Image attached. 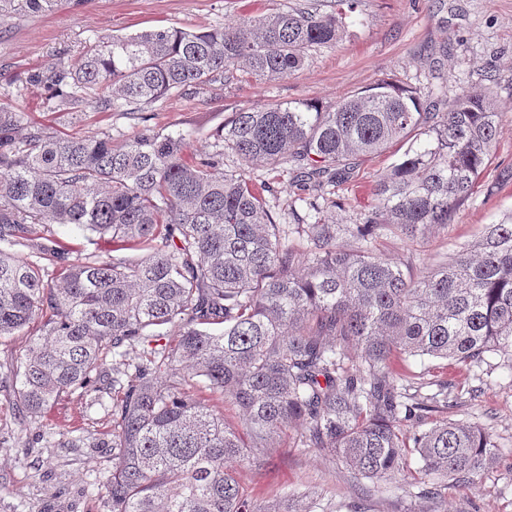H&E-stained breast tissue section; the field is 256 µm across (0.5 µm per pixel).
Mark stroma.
Segmentation results:
<instances>
[{"mask_svg":"<svg viewBox=\"0 0 512 512\" xmlns=\"http://www.w3.org/2000/svg\"><path fill=\"white\" fill-rule=\"evenodd\" d=\"M247 0H60L53 10L0 18V104L19 115L21 128L41 126L62 136L111 131L114 143L133 137L142 125L184 137L188 153L213 152L216 133L233 112L259 103L308 101L320 105L387 80L455 94L492 88L503 109L495 155L478 186L457 210L448 229L411 243L384 237L381 258L412 261L422 273L440 255L467 245L484 225L512 213V182L498 186L512 164V0H355L348 34L310 52L295 75L259 83L235 73L209 86L191 87L145 107L141 115L119 110H86L72 115L38 82L50 66L73 65L85 45L106 35L134 34L157 27L207 31L234 24ZM399 157L398 152L364 157L346 184L325 187L318 209L301 201L286 169L258 164L255 181L274 189L268 206L280 224H313L329 219L362 223L370 190ZM52 234L70 246V259L119 256L109 240L91 232L52 225ZM499 356L478 366L408 358L396 370L411 385L444 382L449 407L431 420H463L490 432L498 445L494 466L464 482H444L420 473L417 458L395 475L384 492L351 474L331 453L302 447L301 429L264 457L260 466L241 470L240 482L252 499H282L292 492L315 493L331 512H512V376ZM112 395L62 397L47 412L19 417L12 390L0 388V512H107L103 484L112 473Z\"/></svg>","mask_w":512,"mask_h":512,"instance_id":"stroma-1","label":"stroma"}]
</instances>
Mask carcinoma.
Instances as JSON below:
<instances>
[{
	"instance_id": "carcinoma-1",
	"label": "carcinoma",
	"mask_w": 512,
	"mask_h": 512,
	"mask_svg": "<svg viewBox=\"0 0 512 512\" xmlns=\"http://www.w3.org/2000/svg\"><path fill=\"white\" fill-rule=\"evenodd\" d=\"M57 2L0 0V14ZM347 28L340 9H277L206 32L158 27L102 38L76 68L37 81L66 110L134 113L239 70L260 83L286 78ZM499 112L489 87L434 99L383 81L326 106L243 109L213 153L193 157L183 137L147 125L120 145L107 132L33 126L21 136L18 114L1 105L0 337L36 332L5 374L19 411L98 390L112 354L109 512H313L307 493L252 501L234 469L260 463L297 423L304 447L377 482L414 453L420 471L446 480L492 466L497 445L475 424L400 431L402 420L428 419L448 384L412 393L393 362L512 356V214L422 275L374 244L448 228L496 148ZM396 145L405 151L376 181L361 224H279L266 200L274 188L246 177L256 162L287 166L299 189L319 193ZM226 154L239 170L224 171ZM53 224L145 254L65 265L53 239L35 242V226ZM292 235L304 250L287 244ZM50 264L61 265L59 279ZM199 383L240 408L237 426L191 393Z\"/></svg>"
}]
</instances>
